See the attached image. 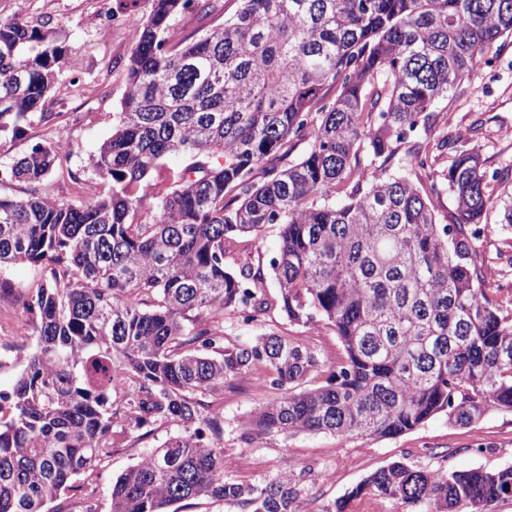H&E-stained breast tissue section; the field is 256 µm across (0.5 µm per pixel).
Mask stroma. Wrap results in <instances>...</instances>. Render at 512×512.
<instances>
[{"mask_svg": "<svg viewBox=\"0 0 512 512\" xmlns=\"http://www.w3.org/2000/svg\"><path fill=\"white\" fill-rule=\"evenodd\" d=\"M149 11L147 0H0V17L44 23L62 37L68 55L57 88L45 102L44 111L30 113L23 136L0 137V169L25 156L38 143L62 140L68 146L52 173L41 185L23 181H0V195L14 198L39 192L64 203L78 204L109 192L111 184L93 168L91 160L112 133L127 84L126 65L133 41L122 31L105 32L111 14L138 22ZM43 111V112H44ZM438 117L431 132L408 135L392 162L398 174L414 177L407 154L408 145L429 140L437 143L444 135H457L473 121H482L479 134L468 148L481 154L488 171L512 168V37L501 39L491 65H477L473 76L434 107ZM512 245V229L491 225L477 248L478 263L488 265L504 290L512 289V265L499 259L498 251ZM38 268L26 264L0 267V283L10 286L0 293V345L29 336L31 325L17 301L40 279ZM273 328L283 335L297 336L314 346L326 363L338 362L342 350L334 332L325 325L299 327L280 314H271L266 325L240 319L224 322V334L234 343H249ZM277 392L259 373L242 375L225 389L214 407L222 420L224 474L235 480L262 484L267 476L287 468L289 462L311 467L301 499L304 512H324L335 501L348 499L347 512H406L401 501L368 493L356 487L371 473L394 461L425 469L448 472L483 468L496 471L512 466V411H490L478 422L460 426L440 415L399 437L380 440L342 437L331 433L273 434L245 444L239 424L257 406L276 398ZM179 426L168 424L139 439L118 438L111 453L93 471L82 475L70 501L82 506L92 500L97 512H109L113 479L140 456L159 447ZM254 466L242 468L243 458Z\"/></svg>", "mask_w": 512, "mask_h": 512, "instance_id": "1", "label": "stroma"}]
</instances>
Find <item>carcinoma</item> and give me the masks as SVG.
Returning <instances> with one entry per match:
<instances>
[{
	"label": "carcinoma",
	"instance_id": "obj_1",
	"mask_svg": "<svg viewBox=\"0 0 512 512\" xmlns=\"http://www.w3.org/2000/svg\"><path fill=\"white\" fill-rule=\"evenodd\" d=\"M150 2L94 159L110 193L78 206L0 196V264L43 271L21 300L34 343L0 356V370H18L0 390V512H71L64 495L110 453L114 430L167 423L182 431L112 482L110 512H178L201 498L300 512L310 467L290 460L259 486L224 477L209 398L257 367L281 394L240 422L248 445L298 432L394 438L439 413L469 425L511 411L512 316L476 260L491 212L512 228V201L491 198L484 160L459 137L436 144L451 155L440 170L426 147L409 148L416 184L390 163L512 35V0H239L174 45L173 17L192 3L208 15L209 0ZM67 51L43 26L0 20V132L24 133ZM299 144L303 155L278 168ZM66 153L60 140L38 143L0 175L40 183ZM172 154L186 165L168 167ZM443 189L446 224L433 203ZM269 224L274 294L263 264H224L231 240L248 234L257 248ZM272 311L326 322L341 360L328 367L277 331L224 343V320ZM325 371V384L306 386ZM365 490L407 512H493L512 499V466L397 461L352 495Z\"/></svg>",
	"mask_w": 512,
	"mask_h": 512
}]
</instances>
